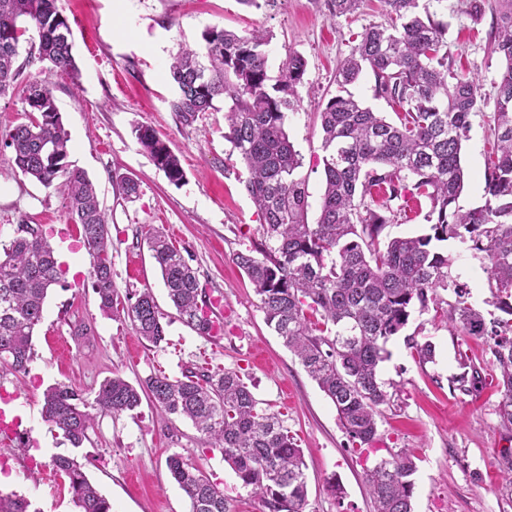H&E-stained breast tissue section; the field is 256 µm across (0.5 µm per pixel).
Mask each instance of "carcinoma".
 <instances>
[{"mask_svg":"<svg viewBox=\"0 0 512 512\" xmlns=\"http://www.w3.org/2000/svg\"><path fill=\"white\" fill-rule=\"evenodd\" d=\"M57 0H0V97L16 89L19 43L38 36V59L60 72L76 69L72 32ZM361 0H326L329 16L352 14ZM389 22L366 29L337 68L345 88L367 69L375 95L402 108L398 121L335 95L319 106L324 192L316 223H308V185L299 152L286 130L297 102L306 61L290 52L276 82L268 75L264 46L269 37L239 35L217 25L202 34L203 45L182 50L170 65L175 93L171 111L185 125L228 102L224 139L243 165L244 188L261 216V240L236 253V263L254 287L265 323L280 336L319 389L332 401L350 441L367 445L377 433L378 407L387 393L378 367L386 345L412 313L446 305L452 328L462 336L491 340L492 366L499 371L502 398L498 430L507 446L497 450L501 499L512 502V0H498L500 21L492 52L506 69L495 82L493 142L485 160L484 203L464 211L457 205L465 187L462 143L470 116L484 101L478 79L448 72V23L420 0H382ZM23 116L0 132V147L26 177L66 195L71 221L93 257L95 291L104 312L119 310L137 335L154 347L165 341L163 313L148 290L118 308L112 280L109 228L93 183L68 161V138L49 82L21 89ZM155 166L176 186L185 172L167 142L149 126L137 129ZM429 201V232L389 238L385 227L401 217L410 199ZM454 239L484 254L487 287L494 306L506 314L485 322L468 302L471 291L451 274L454 258L435 243ZM167 295L180 321L206 338L223 334L212 318L196 272L166 237H147ZM62 270L40 224H20L0 254V363L24 372L41 322L48 290ZM443 288L454 295L445 301ZM418 361L434 359L435 345L408 342ZM482 367L463 364L453 389L482 388ZM148 397L165 414L188 419L209 449H218L242 484L258 494L268 512H306L308 489L301 449L282 420L259 407L235 371L219 375L188 371L180 379L154 374L133 385L119 375L105 379L93 398L57 384L43 394V416L74 448L93 428L95 413L131 412ZM168 470L190 501V512H229L224 491L180 453ZM59 475L79 512H112L75 455H57ZM416 470L403 452L367 470L375 512H412ZM29 501L0 493V512H29Z\"/></svg>","mask_w":512,"mask_h":512,"instance_id":"1","label":"carcinoma"}]
</instances>
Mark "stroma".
<instances>
[{"label":"stroma","mask_w":512,"mask_h":512,"mask_svg":"<svg viewBox=\"0 0 512 512\" xmlns=\"http://www.w3.org/2000/svg\"><path fill=\"white\" fill-rule=\"evenodd\" d=\"M448 24L447 53L452 69L479 78L486 96L505 66L492 53L489 34L494 5L483 16L469 13V0H424ZM73 33L78 72L49 71L38 58L20 56L19 83L48 79L69 138V159L97 187L111 234L112 280L119 298L151 291L167 322L162 347L149 346L129 321L99 308L93 287V258L72 224L61 193L24 177L8 153H0V245L18 224L43 225L61 251L63 276L48 292L42 322L32 339L33 358L24 374L0 365V393L18 428L0 439L7 479L0 491L27 498L33 512H77L67 488L47 472L52 456L87 457L89 480L114 512H190V503L171 477L166 459L189 456L224 492L230 512H266L218 451H203L190 421L164 414L150 401L132 412L97 416L88 441L72 448L42 415L43 393L65 384L94 394L115 375L136 384L153 374L177 379L189 370L239 372L264 409L277 413L303 451L308 512H373L365 469L400 452L411 454L417 470L414 512H512L498 498L501 481L495 450L500 447L496 407L500 394L493 370L486 369L479 394L451 391L461 362L488 364L487 337L460 336L436 308L414 313L386 345L388 357L378 377L388 395L377 417L371 446L353 445L331 401L265 323L254 289L235 255L259 238L260 221L224 139L223 112H206L189 126L171 112L174 94L168 66L182 48L198 47L206 28L219 25L245 35L266 31L268 73L278 76L288 53L307 61L298 102L287 132L303 158L309 192V221H316L323 189L321 131L316 112L337 92L336 67L358 44L365 28L384 23L381 0H363L348 21L331 18L325 0H266L248 8L239 0H57ZM493 105L471 117L463 144V209L484 202L485 152ZM153 127L179 157L186 180L173 185L140 144L136 129ZM125 175L140 184L126 200L116 181ZM178 231L183 249L208 294L224 306L223 336L197 335L179 320L146 238L149 232ZM454 256L452 273L472 291L471 304L484 318L496 317L490 304L482 254L457 241L438 243ZM429 341L435 358L418 363L407 338Z\"/></svg>","instance_id":"35a3bbf8"}]
</instances>
